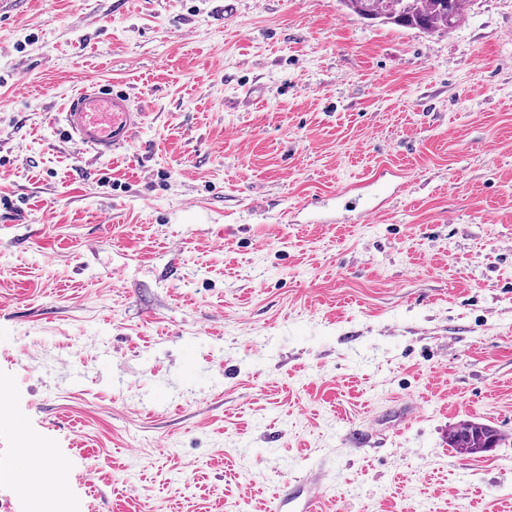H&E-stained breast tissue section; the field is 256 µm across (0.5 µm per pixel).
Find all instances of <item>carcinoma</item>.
Masks as SVG:
<instances>
[{"mask_svg":"<svg viewBox=\"0 0 512 512\" xmlns=\"http://www.w3.org/2000/svg\"><path fill=\"white\" fill-rule=\"evenodd\" d=\"M468 0H341L343 6L368 20L408 26L433 34L456 27ZM502 441L494 427L472 420L459 422L448 435V445L467 455L486 452Z\"/></svg>","mask_w":512,"mask_h":512,"instance_id":"carcinoma-1","label":"carcinoma"}]
</instances>
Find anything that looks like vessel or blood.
Here are the masks:
<instances>
[{"instance_id":"1","label":"vessel or blood","mask_w":512,"mask_h":512,"mask_svg":"<svg viewBox=\"0 0 512 512\" xmlns=\"http://www.w3.org/2000/svg\"><path fill=\"white\" fill-rule=\"evenodd\" d=\"M63 120L71 140L107 156L131 145L143 113L126 92L92 84L71 97Z\"/></svg>"}]
</instances>
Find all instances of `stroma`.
<instances>
[{
	"label": "stroma",
	"instance_id": "35a3bbf8",
	"mask_svg": "<svg viewBox=\"0 0 512 512\" xmlns=\"http://www.w3.org/2000/svg\"><path fill=\"white\" fill-rule=\"evenodd\" d=\"M0 391V512H512V0H0ZM354 14L368 20L408 26L433 34L456 27L468 0H340ZM143 116L126 92L97 84L82 88L63 111L70 139L98 156L130 146ZM501 441V434L493 426L472 420L460 421L448 435L449 447L467 455L486 452Z\"/></svg>",
	"mask_w": 512,
	"mask_h": 512
}]
</instances>
